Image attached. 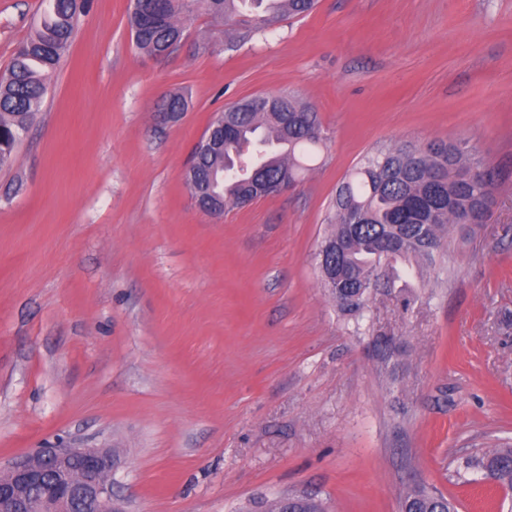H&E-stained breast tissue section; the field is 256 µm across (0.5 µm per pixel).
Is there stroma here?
<instances>
[{"instance_id":"35a3bbf8","label":"stroma","mask_w":512,"mask_h":512,"mask_svg":"<svg viewBox=\"0 0 512 512\" xmlns=\"http://www.w3.org/2000/svg\"><path fill=\"white\" fill-rule=\"evenodd\" d=\"M131 0H92L0 170V467L60 442L112 451L120 512H238L308 492L401 512L413 486L512 512L466 468L512 443V0H319L235 51L196 12L163 58ZM43 0H0V71ZM314 108L323 145L288 192L216 220L184 182L217 112ZM187 109L164 112L171 96ZM465 140L494 172L410 306L343 317L316 269L336 189L368 153Z\"/></svg>"}]
</instances>
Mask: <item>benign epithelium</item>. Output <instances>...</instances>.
Masks as SVG:
<instances>
[{"mask_svg": "<svg viewBox=\"0 0 512 512\" xmlns=\"http://www.w3.org/2000/svg\"><path fill=\"white\" fill-rule=\"evenodd\" d=\"M104 448H42L0 470V512H119Z\"/></svg>", "mask_w": 512, "mask_h": 512, "instance_id": "7a95c632", "label": "benign epithelium"}]
</instances>
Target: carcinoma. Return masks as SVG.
I'll use <instances>...</instances> for the list:
<instances>
[{
  "label": "carcinoma",
  "instance_id": "1",
  "mask_svg": "<svg viewBox=\"0 0 512 512\" xmlns=\"http://www.w3.org/2000/svg\"><path fill=\"white\" fill-rule=\"evenodd\" d=\"M316 0H148L134 6L129 23L133 45L155 56L182 39L178 17L198 10L236 24L239 41L265 31L284 17L311 12ZM88 0H50L40 23L19 44L0 72V169L13 163L15 148L41 111L48 75L69 50ZM280 112L254 109L250 101L227 107L209 127L233 134L222 148L199 155L184 181L191 196L204 185L241 206L259 200L266 184L298 180L305 160L323 141L318 113L295 98L281 96ZM494 175L465 141L434 139L421 146H395L365 156L345 176L323 240L334 252L316 254L320 282L339 311L359 319L372 292L391 290L413 269L429 267L447 249L452 225L467 236L485 223ZM472 464L502 485L512 487V446L474 456ZM292 512H326L312 495L291 496ZM402 512H454L442 495L422 486L409 489Z\"/></svg>",
  "mask_w": 512,
  "mask_h": 512
}]
</instances>
